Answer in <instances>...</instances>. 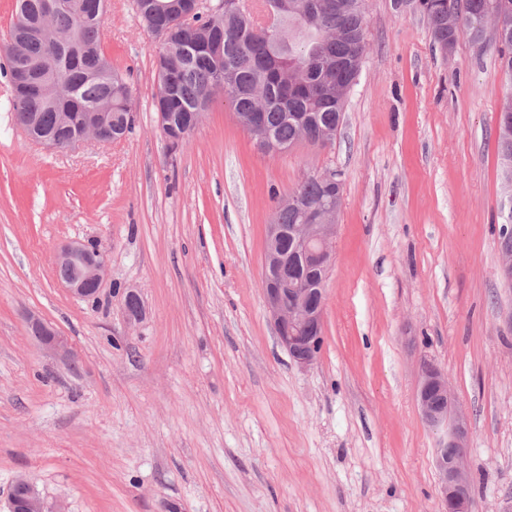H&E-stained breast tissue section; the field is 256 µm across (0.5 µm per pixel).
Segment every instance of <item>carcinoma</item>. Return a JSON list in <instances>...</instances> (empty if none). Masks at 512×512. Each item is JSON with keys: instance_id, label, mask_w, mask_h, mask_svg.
I'll return each instance as SVG.
<instances>
[{"instance_id": "1", "label": "carcinoma", "mask_w": 512, "mask_h": 512, "mask_svg": "<svg viewBox=\"0 0 512 512\" xmlns=\"http://www.w3.org/2000/svg\"><path fill=\"white\" fill-rule=\"evenodd\" d=\"M50 0H17L16 21L8 39L0 44L10 79H15L22 66L12 51V43L25 40V56L29 61L49 60L61 79L58 104L50 106L39 96L12 99L15 123L25 127L36 120L40 129L60 139L72 130L57 124L56 113L70 112L71 101L83 103L90 112L112 98L114 131L128 133L131 112L130 89L123 76L111 70L112 76L100 73L101 59L83 50L102 47L105 19H93L82 9L57 11L53 26L70 35L69 44L51 47L28 35L27 26L37 24ZM156 0H139L137 10L143 25L152 30L159 17ZM268 17L281 20L283 38L277 44L268 40L254 14L244 9L215 20L223 28L224 50L220 62L206 57L180 60L171 57L170 48L203 36L207 24L197 25L193 17L178 23L172 30L171 42L160 52L168 63L166 83L159 85L158 102L172 105V111H193L221 93L240 113L264 112L271 137L291 144L299 138L295 112H308L311 133L318 138L326 129L336 127L342 105L336 94L355 78L366 52V0H263ZM339 3V9L331 7ZM425 14L433 44H457L460 37L470 42L480 40L498 16L486 11V0H467L469 7L461 15L454 14L459 0H427ZM501 71L512 80V37L500 43L491 42ZM306 203L323 200L339 202L342 193L309 174L296 187ZM302 207H279L278 224L302 223Z\"/></svg>"}]
</instances>
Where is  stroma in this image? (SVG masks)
I'll return each instance as SVG.
<instances>
[{"label":"stroma","instance_id":"obj_1","mask_svg":"<svg viewBox=\"0 0 512 512\" xmlns=\"http://www.w3.org/2000/svg\"><path fill=\"white\" fill-rule=\"evenodd\" d=\"M107 0L103 50L126 77L123 140L53 150L12 121L0 70V512L17 475L66 512H439L420 363L470 426L475 512L512 500V288L494 50L435 48L412 5L368 0L367 54L333 143L263 153L215 95L170 155L160 43ZM342 182L322 345L299 366L262 293L266 226L310 173ZM105 255L96 297L55 254ZM143 316L129 323L126 291ZM36 314L71 359L29 334ZM500 252V266L498 269L500 279L506 283H512V225H501V238L498 241ZM58 279L74 296L90 298L96 296L107 275V262L96 248L73 241L61 246L55 256ZM68 269L69 275H65ZM60 271V275H59Z\"/></svg>","mask_w":512,"mask_h":512}]
</instances>
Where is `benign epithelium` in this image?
I'll use <instances>...</instances> for the list:
<instances>
[{
  "label": "benign epithelium",
  "mask_w": 512,
  "mask_h": 512,
  "mask_svg": "<svg viewBox=\"0 0 512 512\" xmlns=\"http://www.w3.org/2000/svg\"><path fill=\"white\" fill-rule=\"evenodd\" d=\"M244 0H192V12L221 15L238 12ZM59 85L50 66L38 64L20 75L13 84L17 97L38 95L51 98ZM238 124L250 135L256 147L276 153L292 148L265 136V114L251 113ZM36 143L50 149L66 150L86 142L109 144L119 139L112 135L111 119L102 116L85 134L71 141L55 137L31 136ZM335 224H296L289 229L282 224L267 225L262 288L267 308L274 320L279 344L300 366L312 365L320 350L321 328L326 299V276L333 262L332 244L336 236ZM291 234L299 246L303 261L321 273L320 280L306 288H290L282 278L281 270L288 261L282 244ZM500 252V279L512 283V225H501L498 241ZM56 271L69 270L60 278L67 290L79 298L96 296L107 275V262L96 248L73 241L61 246L55 256ZM30 333L51 351L64 350L63 337L40 317L29 315ZM416 402L426 424L442 432L436 448V466L439 472V500L442 512H474L472 476L467 463L469 426L467 419L456 408V400L448 381V374L434 362L424 359L416 392ZM17 481L26 486L25 494L10 497L9 512H46L44 500L23 476Z\"/></svg>",
  "instance_id": "obj_1"
}]
</instances>
